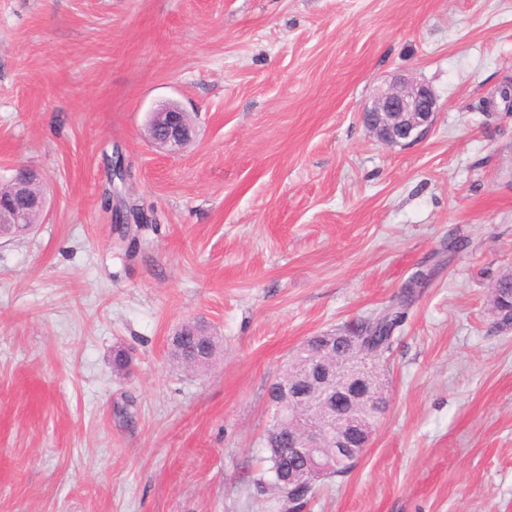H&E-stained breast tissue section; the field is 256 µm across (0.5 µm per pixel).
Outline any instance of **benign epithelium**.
Segmentation results:
<instances>
[{"label":"benign epithelium","instance_id":"obj_1","mask_svg":"<svg viewBox=\"0 0 512 512\" xmlns=\"http://www.w3.org/2000/svg\"><path fill=\"white\" fill-rule=\"evenodd\" d=\"M439 109L428 85L399 78L375 89L363 121L380 143L403 145L419 140ZM149 128L150 140L170 153L180 152L192 137L184 111L174 103L152 111ZM18 199H0V238L30 232L25 216L44 207L40 197L20 194ZM292 361L307 387L302 392L291 384L283 388V397L271 403V428L297 453L298 468L288 473V484L309 488L335 468L357 465L382 419L379 403L387 393L377 359L353 345L338 353L330 341L319 348L305 341Z\"/></svg>","mask_w":512,"mask_h":512}]
</instances>
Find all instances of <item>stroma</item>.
I'll return each mask as SVG.
<instances>
[{"label":"stroma","mask_w":512,"mask_h":512,"mask_svg":"<svg viewBox=\"0 0 512 512\" xmlns=\"http://www.w3.org/2000/svg\"><path fill=\"white\" fill-rule=\"evenodd\" d=\"M398 74L440 110L387 146L361 115ZM511 77L512 0H0V182L47 201L0 241V512H284L254 484L269 385L420 270L386 414L303 512H512V112L480 108ZM116 150L144 223L104 201ZM195 320L203 374L168 356ZM149 128L150 140L170 153L180 152L192 137V130L185 124L184 111L174 103L152 111ZM499 285V293H495L491 290V302L492 308L495 310L498 306L500 309L506 311V315H511L512 312V279L510 278L508 271L503 272L497 280L494 282ZM199 322L183 324L169 339L171 359L185 370L202 373L215 362L222 349L218 336H207Z\"/></svg>","instance_id":"stroma-1"}]
</instances>
